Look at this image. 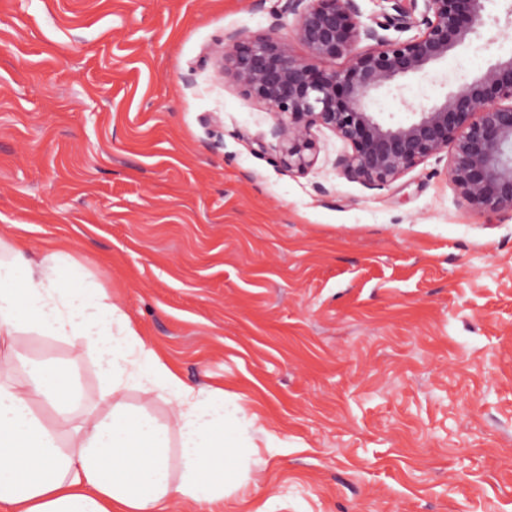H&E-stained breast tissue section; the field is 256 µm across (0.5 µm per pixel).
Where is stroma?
<instances>
[{
	"label": "stroma",
	"mask_w": 512,
	"mask_h": 512,
	"mask_svg": "<svg viewBox=\"0 0 512 512\" xmlns=\"http://www.w3.org/2000/svg\"><path fill=\"white\" fill-rule=\"evenodd\" d=\"M278 0H0V238L68 253L234 445L206 512H512V211L447 156L370 188L315 131L281 167L267 108L217 78L225 32L305 46ZM370 111L403 122L512 56V0ZM75 386L92 361L28 339Z\"/></svg>",
	"instance_id": "1"
}]
</instances>
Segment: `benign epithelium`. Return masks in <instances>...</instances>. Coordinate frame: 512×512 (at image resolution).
I'll return each mask as SVG.
<instances>
[{"instance_id":"1","label":"benign epithelium","mask_w":512,"mask_h":512,"mask_svg":"<svg viewBox=\"0 0 512 512\" xmlns=\"http://www.w3.org/2000/svg\"><path fill=\"white\" fill-rule=\"evenodd\" d=\"M393 13L359 21L358 0H284L309 58L274 35L224 33L217 76L265 105L279 163L304 172L317 158L313 131L327 129L350 151L337 159L345 175L384 187L431 157L451 151L449 176L474 210H512V57L488 66L406 123L369 111L371 92L425 71L485 24L486 0H391ZM419 15H414V12ZM394 30L397 37L386 35ZM412 29L417 33L402 38ZM347 58L341 70L331 67Z\"/></svg>"}]
</instances>
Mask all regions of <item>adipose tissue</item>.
<instances>
[{
    "label": "adipose tissue",
    "instance_id": "ef3b65f1",
    "mask_svg": "<svg viewBox=\"0 0 512 512\" xmlns=\"http://www.w3.org/2000/svg\"><path fill=\"white\" fill-rule=\"evenodd\" d=\"M0 507L5 512H170L224 497V395L186 385L111 294L64 285L68 255L25 257L0 241ZM23 288H16V280ZM51 336L89 356L103 380L85 394L27 354ZM171 410L173 425L125 403L127 390ZM52 416H43L42 406Z\"/></svg>",
    "mask_w": 512,
    "mask_h": 512
}]
</instances>
